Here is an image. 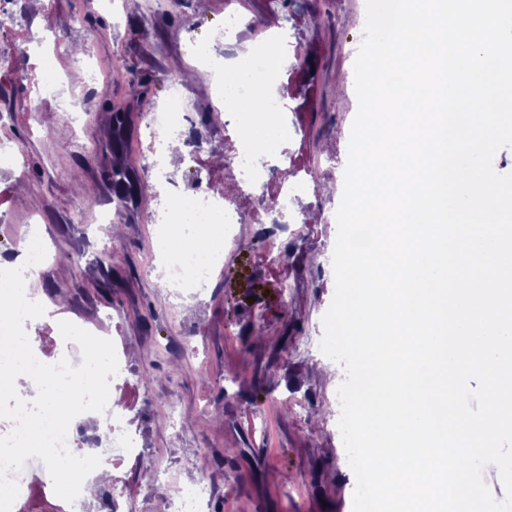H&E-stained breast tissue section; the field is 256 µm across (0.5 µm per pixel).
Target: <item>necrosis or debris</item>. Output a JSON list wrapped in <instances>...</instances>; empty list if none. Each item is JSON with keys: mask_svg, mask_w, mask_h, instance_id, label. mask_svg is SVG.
<instances>
[{"mask_svg": "<svg viewBox=\"0 0 512 512\" xmlns=\"http://www.w3.org/2000/svg\"><path fill=\"white\" fill-rule=\"evenodd\" d=\"M197 65L213 79L211 87V107L213 110L233 111L243 102L251 100L257 92L259 81L276 82L278 72L274 69L269 53L267 38L257 39L253 45L247 67L225 77L219 58L201 54L196 58ZM232 164L239 175L237 189L240 194L249 195L263 182L267 166L257 152L252 140L240 137L233 154ZM154 258L164 269L167 282L189 291L207 287L222 265L224 251L237 247L240 243L242 215L232 198L217 196L208 192L184 198L169 197L163 211L153 213ZM174 221L185 225L188 232L194 233L220 222L224 225V250L216 253L181 251L168 254L164 249L166 222Z\"/></svg>", "mask_w": 512, "mask_h": 512, "instance_id": "obj_1", "label": "necrosis or debris"}]
</instances>
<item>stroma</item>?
<instances>
[{
    "mask_svg": "<svg viewBox=\"0 0 512 512\" xmlns=\"http://www.w3.org/2000/svg\"><path fill=\"white\" fill-rule=\"evenodd\" d=\"M364 0H183L180 28L166 25L168 0H14L0 22V58L37 69L61 48L76 64L71 90L77 122L52 99H37L15 79L0 80V147L17 162L0 169V259L12 260L38 239L49 262L29 292L40 300L27 322L44 353L78 351L60 321L110 339L124 358L113 408L139 438L138 455L114 462L110 489L123 512H169L168 499L198 481L212 485L206 512H352L356 479L338 429L337 388L342 366L314 374L321 364L322 317L334 292L335 225L326 221L341 190L316 188L282 204V174L335 182L344 169L358 102L350 59L363 40L356 13ZM235 13L279 35L306 59L295 82L284 66L288 136L271 153L263 188L238 205L245 214L278 209L266 232L241 228V243L224 258L212 284L197 297L174 300L149 271L157 205L117 206L112 165V100L130 114L126 167L140 182L158 180L150 168L159 143L147 115L183 79L193 104L176 138L194 165L166 179L184 197L220 192L233 179L232 143L208 102V80L193 69L195 48L214 52L246 46L225 33ZM97 200L84 205L85 197ZM112 221L98 223L99 211ZM279 270L271 279V270ZM169 481L154 480L155 470Z\"/></svg>",
    "mask_w": 512,
    "mask_h": 512,
    "instance_id": "35a3bbf8",
    "label": "stroma"
}]
</instances>
